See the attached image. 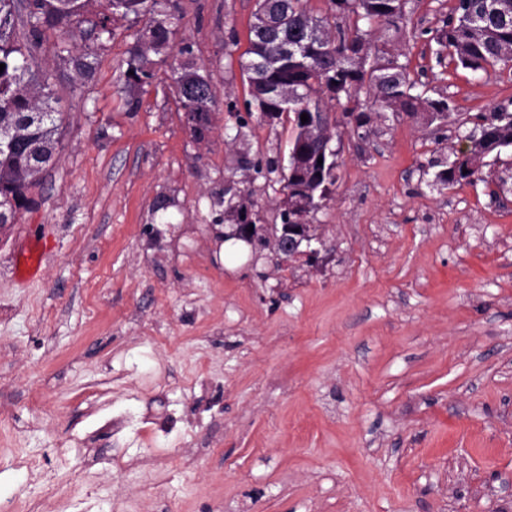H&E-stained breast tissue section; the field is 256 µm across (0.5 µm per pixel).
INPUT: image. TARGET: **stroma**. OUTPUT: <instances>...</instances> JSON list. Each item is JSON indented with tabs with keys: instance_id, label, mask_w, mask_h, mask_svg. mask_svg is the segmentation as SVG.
<instances>
[{
	"instance_id": "stroma-1",
	"label": "stroma",
	"mask_w": 512,
	"mask_h": 512,
	"mask_svg": "<svg viewBox=\"0 0 512 512\" xmlns=\"http://www.w3.org/2000/svg\"><path fill=\"white\" fill-rule=\"evenodd\" d=\"M168 55L192 45L218 89L195 141L169 79L122 77L138 23L112 21L75 79L47 32L62 146L0 227V496L29 512H512V150L483 179L434 184L480 116L512 112V69L439 61L455 0H408L378 27L445 121L332 109L337 182L312 222L327 260L231 250L214 218L237 181L279 223L289 119L249 107L254 0H179ZM164 213H155L158 202ZM47 243L20 282V237ZM122 466H113L114 456ZM45 459L57 492L15 467Z\"/></svg>"
}]
</instances>
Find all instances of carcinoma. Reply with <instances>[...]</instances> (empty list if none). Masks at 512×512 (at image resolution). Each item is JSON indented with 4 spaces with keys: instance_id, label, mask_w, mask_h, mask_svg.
Masks as SVG:
<instances>
[{
    "instance_id": "carcinoma-1",
    "label": "carcinoma",
    "mask_w": 512,
    "mask_h": 512,
    "mask_svg": "<svg viewBox=\"0 0 512 512\" xmlns=\"http://www.w3.org/2000/svg\"><path fill=\"white\" fill-rule=\"evenodd\" d=\"M404 8L400 0H328L327 14L314 16L307 9V0H288L290 19L280 36L300 48L268 71L265 79L272 88L288 85L294 96L280 103L268 94L260 107L264 112L293 115L289 149L299 154L295 161L314 182L316 206L305 212L307 217L318 211L331 193L337 166L329 156L317 163V147L302 138V114L319 118L328 112V104L349 101L364 88L384 110L412 117L428 112L434 121L448 117L438 109L444 101L429 98L427 90L409 79L389 42L371 43L372 25H396L404 17ZM179 12L178 0H0V64L5 65L0 72L1 225L16 223L17 214L29 207L32 199L28 194L40 186L42 169L62 144L64 113L51 105V75L31 67L45 33L55 30L65 35L87 22L103 36L111 33L110 23L116 18L144 21L123 72L126 85L141 88L152 77L153 65L166 61L164 54L175 38ZM310 28L337 33V43L322 46L306 41L304 32ZM434 40L457 69L486 73L508 65L512 62V0H457ZM249 43V55H257L259 48L268 55L278 52L277 42L252 27ZM365 44L382 67H353L351 60ZM180 55L169 64L172 86L182 111H194L201 105L196 77L205 75V69L197 63L191 47L181 48ZM95 56L96 49L89 44L64 39L57 47L61 63L83 77L92 74ZM482 120L487 141H477L469 153L441 163L434 183H471L481 173L473 165L474 156L486 153L497 158L502 150L512 148V112L499 107ZM295 161L288 160V165Z\"/></svg>"
}]
</instances>
